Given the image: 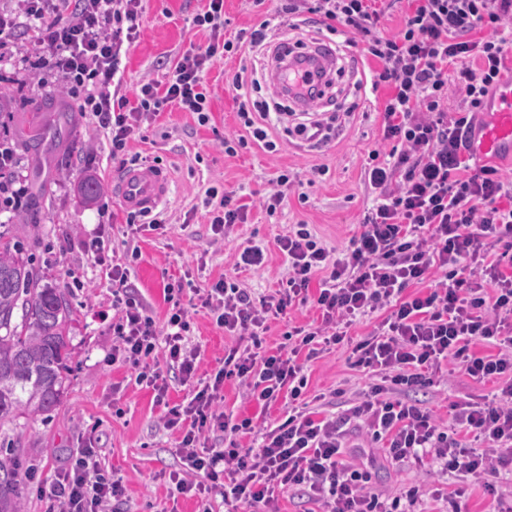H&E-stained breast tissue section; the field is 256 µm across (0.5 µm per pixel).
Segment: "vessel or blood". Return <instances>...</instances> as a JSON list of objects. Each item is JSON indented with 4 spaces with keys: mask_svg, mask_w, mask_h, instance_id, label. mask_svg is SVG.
Returning a JSON list of instances; mask_svg holds the SVG:
<instances>
[{
    "mask_svg": "<svg viewBox=\"0 0 512 512\" xmlns=\"http://www.w3.org/2000/svg\"><path fill=\"white\" fill-rule=\"evenodd\" d=\"M281 61L270 73L273 83H281L282 73L292 67H305L332 74L336 53L324 44L300 51L291 44L280 49ZM490 120L474 136L473 153L477 160L491 156L512 157V80L503 84L490 106ZM118 197L123 206L136 213L151 212L163 204L171 193V177L163 169L144 165L125 169L118 183Z\"/></svg>",
    "mask_w": 512,
    "mask_h": 512,
    "instance_id": "1",
    "label": "vessel or blood"
}]
</instances>
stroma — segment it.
I'll return each mask as SVG.
<instances>
[{"label": "stroma", "instance_id": "1", "mask_svg": "<svg viewBox=\"0 0 512 512\" xmlns=\"http://www.w3.org/2000/svg\"><path fill=\"white\" fill-rule=\"evenodd\" d=\"M205 4L206 0H142L139 37L123 61L124 89L162 80L161 62L189 45L207 43V32L191 23ZM342 58L345 72L334 78V100L314 105L316 111L341 115L336 137L326 145L300 146L286 139L275 154L257 147L235 156L225 154V135L241 131L238 103L230 88L239 71L234 58L206 73L213 91L209 125H198L192 114L174 106L143 122L128 141L125 156L172 176L173 191L165 205L169 225L162 233H131L128 211L114 186L120 168L112 162L110 142L81 112L72 113L70 133L62 145L41 147L34 163L18 159L14 172L22 186L42 198L41 220L31 223L22 207L1 210L0 224L7 225L20 242L23 257L42 284L60 289L72 308L67 380L59 403L49 412L25 414L0 426V446L14 448L22 468L36 471L35 481L22 489L23 512H50L51 502L41 494V485L67 467L77 449L87 447L96 448L105 471L122 478L129 512H199L196 499L172 491L170 473L185 470L178 452L182 431L164 425L166 412L186 404L192 387L182 383L178 371H169L167 395L160 402L153 389L136 383L130 365L113 362L112 329L97 317L98 311L112 307V282L87 245L100 239L105 254L127 263L133 287L159 323L169 309L165 285L186 276L197 288L229 276L257 296L281 288L288 264L276 240L292 224H310L328 248H344L372 206L373 196L363 178L368 155L375 149H390L383 139L381 111L391 90L383 86L365 97L356 94L354 85L369 62L357 47L344 48ZM38 59L23 35L0 47V92L12 100L10 110L0 114L1 140L15 138L33 126L32 108L42 94H57L68 104L73 101L59 78H40ZM283 168L302 181L307 198H290L282 214L270 218L260 201ZM83 177L96 178L102 186L94 202H83L78 196V181ZM214 182L237 192L249 206L246 222L235 225L225 237L213 234L208 212L200 206L205 189ZM247 242L263 248L266 260L261 270L238 267L240 246ZM194 322L190 342L199 352L196 377L202 380L235 340L217 328L204 309H197ZM304 373L310 394H325L324 408L331 412L368 384L344 349L305 362ZM496 387L493 381L479 382L446 371L434 386L418 390L416 397L448 427L451 403L479 401ZM224 406L237 417L270 426L286 415L283 403L261 410L230 382L224 385ZM360 454L374 460L375 487L393 496L408 486L418 487L416 512H450L456 504L462 512H502L512 506V476L460 484L431 467L388 463L372 447L362 448ZM438 488L444 489L445 498L434 497Z\"/></svg>", "mask_w": 512, "mask_h": 512}]
</instances>
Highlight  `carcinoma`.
<instances>
[{"label": "carcinoma", "instance_id": "obj_1", "mask_svg": "<svg viewBox=\"0 0 512 512\" xmlns=\"http://www.w3.org/2000/svg\"><path fill=\"white\" fill-rule=\"evenodd\" d=\"M51 119L12 143L38 154L47 134L63 138L71 108L53 97L36 106ZM71 307L57 288L41 284L19 244L0 231V424L26 412L51 411L60 401L70 352ZM22 474L16 459L0 453V512H22Z\"/></svg>", "mask_w": 512, "mask_h": 512}]
</instances>
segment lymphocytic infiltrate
<instances>
[{"label":"lymphocytic infiltrate","instance_id":"1","mask_svg":"<svg viewBox=\"0 0 512 512\" xmlns=\"http://www.w3.org/2000/svg\"><path fill=\"white\" fill-rule=\"evenodd\" d=\"M26 22L17 26L0 12V35L22 28L39 47L41 62L62 78L94 128L111 135L113 159H121L142 120L169 105L211 120L207 71L243 47L265 49L268 23L248 37L224 36V0H207L193 26L209 33L206 45L190 46L167 62L163 81L126 93L117 75L123 54L142 22L141 0H19ZM377 0H280L275 14L317 16L320 25L344 44L361 46L377 67L372 87L390 86L383 110L388 153L373 150L364 178L378 195L347 247L327 248L307 224L277 238L288 261L283 288L258 298L224 278L195 289L201 307L218 327L239 337L209 381L193 388L183 407L166 414V426L184 431L179 452L186 475L169 476L177 494L209 500L221 496L225 512L243 502L264 503L279 512L276 490L307 488L324 512H411L416 489L383 499L372 490L364 465L356 464L350 430L370 435L387 461L428 463L457 478L498 476L512 468V178L488 165L473 164L470 135L476 116L503 76L512 52V0H408L401 28L382 33ZM463 94L448 106V87ZM282 102L242 101L241 135L225 139L224 152L256 145L277 152L274 129L285 136L329 142L332 122L292 121ZM203 203L213 233L229 234L245 223L246 208L233 192L215 186ZM130 271L120 263L109 271L112 355L137 368L138 381L165 396V371L179 370L183 381L196 371L197 350L189 344L191 322L182 303V282L167 284L172 307L156 324L149 306L136 296ZM317 294H310L312 280ZM431 281L423 295H407L411 285ZM314 303L321 313L315 327H291L287 348L269 351L260 336L270 318L288 308ZM388 315L380 327L351 341L353 322L377 310ZM497 346V354L473 351L474 342ZM350 348L355 364L376 379L340 415L316 416L303 400L307 380L299 354L315 358L321 346ZM478 381L499 382L497 393L480 402H455V432L441 430L421 401L406 389L433 386L442 363ZM244 384L261 408L287 396L288 418L268 429L244 418L231 421L219 404L226 380ZM224 435L225 447L210 445ZM259 439L258 449L237 438ZM48 494L53 512H108L120 501L121 480L107 477L95 450L78 449L68 469L57 472Z\"/></svg>","mask_w":512,"mask_h":512}]
</instances>
